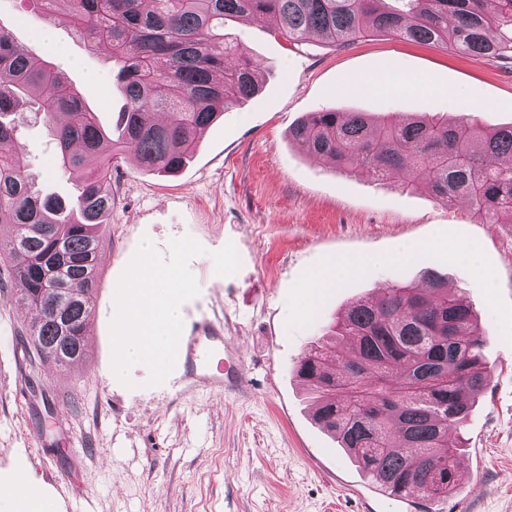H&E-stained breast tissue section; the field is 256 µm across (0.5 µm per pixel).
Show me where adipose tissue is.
Listing matches in <instances>:
<instances>
[{"label": "adipose tissue", "mask_w": 512, "mask_h": 512, "mask_svg": "<svg viewBox=\"0 0 512 512\" xmlns=\"http://www.w3.org/2000/svg\"><path fill=\"white\" fill-rule=\"evenodd\" d=\"M178 271L165 272L144 263L132 275L127 288L116 295L112 312L117 336L113 381H121L127 363L164 361L176 347L181 319Z\"/></svg>", "instance_id": "adipose-tissue-1"}]
</instances>
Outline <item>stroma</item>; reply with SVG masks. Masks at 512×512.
I'll return each mask as SVG.
<instances>
[{
	"instance_id": "35a3bbf8",
	"label": "stroma",
	"mask_w": 512,
	"mask_h": 512,
	"mask_svg": "<svg viewBox=\"0 0 512 512\" xmlns=\"http://www.w3.org/2000/svg\"><path fill=\"white\" fill-rule=\"evenodd\" d=\"M0 29L32 59L62 72L114 132L125 99L104 56L90 53L64 16L44 20L28 0H0ZM224 30L263 75L254 99L225 111L173 176L146 174L131 156L112 164V213L99 253L88 358L59 371L22 363L33 322L22 286L0 261V486L24 476L56 512H512V225L426 190L348 176L289 141L322 109L405 117L433 112L482 127L512 123V61L475 62L439 45L369 32L346 47L311 38L292 48L271 19ZM389 75L399 87L350 94L352 76ZM459 100L420 94L422 77ZM18 149L40 171L37 187L71 198L53 170L48 123L26 107ZM410 259L399 260L404 249ZM149 250L159 270L183 276L184 320L218 318L236 393L176 394L175 371L147 362L112 366V296ZM358 269L313 292L330 260ZM432 271L471 305L486 331L488 384L463 424L465 471L445 501L393 497L371 485L312 418L293 365L352 302ZM70 482L54 489L52 480Z\"/></svg>"
}]
</instances>
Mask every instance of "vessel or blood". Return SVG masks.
<instances>
[{
	"mask_svg": "<svg viewBox=\"0 0 512 512\" xmlns=\"http://www.w3.org/2000/svg\"><path fill=\"white\" fill-rule=\"evenodd\" d=\"M214 322L203 318L187 324L179 338L175 361L183 368L188 386H203L213 391L224 388V380L214 371V358L224 349L223 337L213 335Z\"/></svg>",
	"mask_w": 512,
	"mask_h": 512,
	"instance_id": "obj_1",
	"label": "vessel or blood"
}]
</instances>
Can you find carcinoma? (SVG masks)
<instances>
[{
	"mask_svg": "<svg viewBox=\"0 0 512 512\" xmlns=\"http://www.w3.org/2000/svg\"><path fill=\"white\" fill-rule=\"evenodd\" d=\"M59 5L91 50L119 64L126 100L111 139L59 71L36 64L0 30V257L39 311L30 347L63 369L88 355L97 255L112 214V160L131 154L147 172L175 173L224 111L260 90L261 73L227 34L224 19L271 16L293 45L312 35L345 46L368 30L449 47L474 61L512 60V0H34ZM52 125L55 172L75 179L79 205L36 189L16 144L17 109L29 93ZM306 151L353 176L423 187L468 204L489 220L512 217V125L484 129L431 112L397 122L366 112H309L289 131ZM68 296L67 331L53 317ZM347 340L345 357L319 338L296 376L315 395L313 417L336 436L388 495L446 500L461 480V426L487 385L485 332L470 306L431 276L427 287L396 283L357 300L327 332ZM398 434L410 454L392 446Z\"/></svg>",
	"mask_w": 512,
	"mask_h": 512,
	"instance_id": "obj_1",
	"label": "carcinoma"
}]
</instances>
